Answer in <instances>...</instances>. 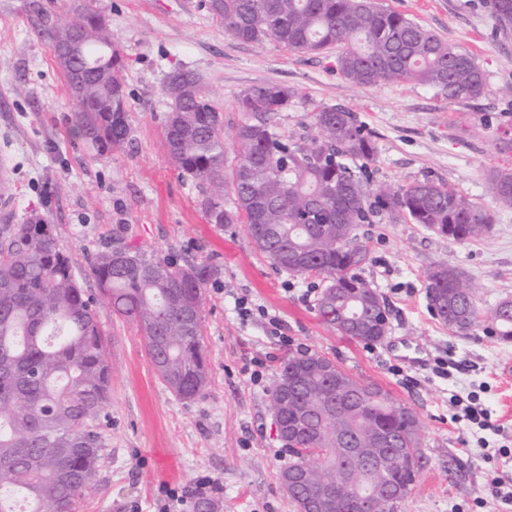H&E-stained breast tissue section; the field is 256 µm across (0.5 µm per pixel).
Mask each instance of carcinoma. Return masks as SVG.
<instances>
[{
    "label": "carcinoma",
    "instance_id": "cac0c4a2",
    "mask_svg": "<svg viewBox=\"0 0 512 512\" xmlns=\"http://www.w3.org/2000/svg\"><path fill=\"white\" fill-rule=\"evenodd\" d=\"M495 28L512 32V0H486ZM224 32L241 42L272 40L302 54L336 50V63L351 84L365 87L412 83L453 101L479 98L486 77L475 58L433 31L373 0H205ZM88 35L83 58L112 65V89L90 72L71 91L75 133L102 155L132 145L124 86L125 60L112 47L104 19ZM164 92L170 110L164 124L168 155L182 175L205 187L200 206L212 224H246L270 265L293 275H316L324 287L316 302L322 321L344 335V318L381 307L385 300L353 270L369 259L360 240L362 224H420L457 242L487 234L494 214L425 177L402 186L370 185L361 177L375 146L353 113L318 106L317 134L285 138L275 116L297 92L268 82L238 95L242 120L228 160L224 120L200 78L172 72ZM495 203L512 210V170L490 174ZM89 272L112 313L140 329L157 376L183 400L195 399L207 383L201 308L210 275L204 265L178 267L121 240L91 256ZM427 299L454 333L469 337L483 323L504 343L512 342L511 298L483 315L469 280L447 263L426 272ZM390 324L360 320L350 337L374 343ZM104 333L74 262L52 225L41 219L0 225V512H75L95 482L104 457L96 426L108 399L111 373ZM305 389L288 395V422L306 409L319 426L293 435L289 459L307 448L324 449L310 477L335 486L338 502L356 501L359 487L390 482L409 495L419 471L400 463L389 472L353 471L342 434L364 448L388 433L397 440L390 454L418 450L420 423L406 405L375 383H363L317 353L289 354L271 392L275 399L295 377Z\"/></svg>",
    "mask_w": 512,
    "mask_h": 512
}]
</instances>
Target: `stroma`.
I'll return each mask as SVG.
<instances>
[{
	"mask_svg": "<svg viewBox=\"0 0 512 512\" xmlns=\"http://www.w3.org/2000/svg\"><path fill=\"white\" fill-rule=\"evenodd\" d=\"M472 54L486 76L481 97L457 102L411 83L350 84L335 52L298 54L266 40L241 43L224 32L204 0H0V203L13 224L39 215L53 224L93 299L105 332L111 389L99 420L105 458L76 512H156L164 488L186 491L217 481L222 512H295L280 482L288 452L276 438L270 394L281 360L309 351L335 361L363 382L380 385L416 414L422 468L398 512H512L495 494L493 477L512 478V343L486 329L456 335L432 313L426 271L460 267L485 311L512 297V210L497 208L488 176L512 170V34L496 35L484 0H377ZM92 11L103 15L126 62L128 117L134 146L97 156L72 132L75 103L49 42L31 18L49 25ZM195 72L219 109L225 130L242 118L237 97L277 82L299 96L276 118L281 134L314 133L318 105L354 112L371 133L370 181L408 184L430 176L492 209L491 232L455 242L418 224H364L369 260L358 269L385 299L390 331L366 344L323 323L316 277L272 268L245 225L209 223L201 189L170 163L164 138L168 76ZM182 266L215 268L205 286L203 342L208 379L186 401L156 376L132 321L113 315L87 259L114 238ZM247 297L264 315L240 320L234 300ZM275 315L291 340L269 336ZM271 356L261 383L252 358ZM479 399L501 427L481 431L454 415Z\"/></svg>",
	"mask_w": 512,
	"mask_h": 512,
	"instance_id": "1",
	"label": "stroma"
}]
</instances>
